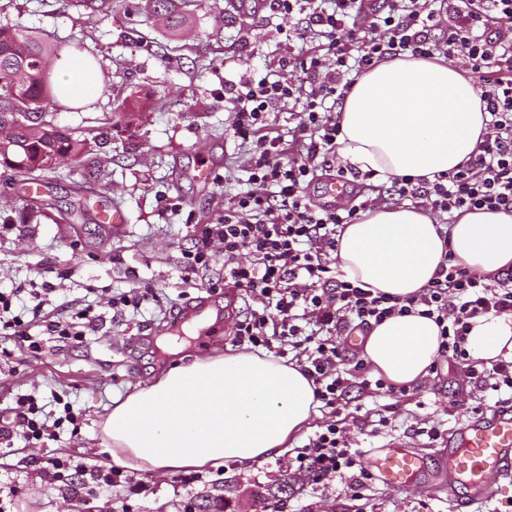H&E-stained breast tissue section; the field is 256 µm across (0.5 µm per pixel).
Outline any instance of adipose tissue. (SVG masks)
<instances>
[{
	"instance_id": "1",
	"label": "adipose tissue",
	"mask_w": 512,
	"mask_h": 512,
	"mask_svg": "<svg viewBox=\"0 0 512 512\" xmlns=\"http://www.w3.org/2000/svg\"><path fill=\"white\" fill-rule=\"evenodd\" d=\"M56 86L77 106L103 99L104 71L62 55ZM486 131L476 84L444 59L401 57L365 72L341 108L338 155L377 180L433 178L465 162ZM432 215L412 207L377 208L347 225L336 249L345 280L401 298L428 284L444 252L470 272L512 269V215L463 213L440 236ZM440 332L431 319L393 316L372 326L363 356L393 384L428 375ZM467 349L478 360L512 358V314L473 319ZM311 380L269 355L240 352L170 368L113 407L103 431L115 464L148 471L226 462L249 464L280 454L318 413Z\"/></svg>"
}]
</instances>
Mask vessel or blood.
Returning a JSON list of instances; mask_svg holds the SVG:
<instances>
[{"label": "vessel or blood", "mask_w": 512, "mask_h": 512, "mask_svg": "<svg viewBox=\"0 0 512 512\" xmlns=\"http://www.w3.org/2000/svg\"><path fill=\"white\" fill-rule=\"evenodd\" d=\"M367 468L381 484L403 490L425 471L410 443L392 440L365 454ZM442 468L449 488H464L456 512H469L473 501L512 493V409L494 408L469 419L448 442ZM498 483L488 492V478Z\"/></svg>", "instance_id": "vessel-or-blood-1"}]
</instances>
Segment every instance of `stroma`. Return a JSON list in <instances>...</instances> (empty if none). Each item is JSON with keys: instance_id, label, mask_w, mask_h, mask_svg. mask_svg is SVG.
I'll list each match as a JSON object with an SVG mask.
<instances>
[{"instance_id": "stroma-1", "label": "stroma", "mask_w": 512, "mask_h": 512, "mask_svg": "<svg viewBox=\"0 0 512 512\" xmlns=\"http://www.w3.org/2000/svg\"><path fill=\"white\" fill-rule=\"evenodd\" d=\"M175 2L189 19L177 36L148 17L145 0H104L94 10L83 0H0L1 25L36 32L65 51L81 43L106 72L103 101L50 109L44 118L89 136L85 160L101 164L105 172L87 201L119 206L127 218L117 231L99 223L92 208L84 217L70 218L80 200L77 188L84 170L63 166L50 180L41 216L22 224L16 216L32 206L34 197L25 193L24 177L0 180V289L54 280L59 289L52 306L89 304L102 316L97 331L82 344L51 340L41 353L0 359V413L18 397L33 394L46 411H58L63 400L83 414L77 432L63 430L45 447L0 458V486L19 489L21 512H76L74 492L48 484L36 460L68 454L111 461L101 427L116 398L156 382L176 360L188 363L239 351L235 326L251 300L241 295L229 303L223 290H210L211 273L224 269L223 255H216L211 271L187 281L181 254L201 239L205 225L223 215L226 192L219 175L244 157L232 135L231 114L224 109V86L275 68L283 37L278 19L267 9L245 16L226 11L225 0ZM129 98L150 107L131 130L122 120ZM203 163L217 173L208 184L196 178ZM168 201L181 203V210H166ZM61 271L66 274L62 280L57 277ZM146 288L160 295V305L113 316L111 294ZM197 300L229 307L230 313L199 336H181L180 355L159 348L164 325L185 303ZM435 365L436 372L412 382L406 396H363L343 407L340 416L350 446L366 450L404 438L416 441L428 465H436L451 431L471 418L479 393L468 362L447 355ZM382 417L388 418L387 426L379 425ZM329 418L328 411H320L292 447L269 460L201 469L190 485L172 473L133 470L134 479L148 482L149 491L132 497L125 487H114L93 500L92 512H182L188 500L195 512H213L217 500L226 512H454L453 499L434 491L430 473L403 491L371 483L359 500L350 496L344 481L312 485L292 473L296 448ZM430 426L440 429L439 439L417 435V428ZM285 479L288 491L270 498L269 489Z\"/></svg>"}]
</instances>
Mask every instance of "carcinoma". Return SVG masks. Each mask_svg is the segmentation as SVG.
Masks as SVG:
<instances>
[{
    "label": "carcinoma",
    "mask_w": 512,
    "mask_h": 512,
    "mask_svg": "<svg viewBox=\"0 0 512 512\" xmlns=\"http://www.w3.org/2000/svg\"><path fill=\"white\" fill-rule=\"evenodd\" d=\"M151 12L164 17L174 35L188 19L174 0H146ZM58 48L32 31L0 26V118L20 121L0 134V168L37 183L54 171L52 164L83 165L87 139L38 118L49 106L59 105L52 80Z\"/></svg>",
    "instance_id": "obj_1"
}]
</instances>
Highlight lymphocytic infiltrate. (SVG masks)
Returning a JSON list of instances; mask_svg holds the SVG:
<instances>
[{
	"mask_svg": "<svg viewBox=\"0 0 512 512\" xmlns=\"http://www.w3.org/2000/svg\"><path fill=\"white\" fill-rule=\"evenodd\" d=\"M268 6L273 16L290 22L276 70L224 88V107L234 115L232 135L246 147L247 187L231 196L220 222L206 225L181 264L188 276L209 269L211 246L219 244L225 282L254 303L236 325L237 344L273 346L280 357H291L313 381L316 399L333 413L299 448L296 472L315 484L345 478L351 496L359 498L372 476L360 466V451L350 447L335 415L351 390L394 397L407 389L380 379L353 382L339 368L344 358L339 337L351 327L367 329L418 309L440 330L439 355L470 361L466 341L472 319L512 313V272L489 283L447 253L436 277L417 295L373 293L337 278L333 258L346 225L372 208L373 200L318 208L305 190L319 172L348 174L336 164L338 108L363 73L406 54L455 56L481 78L486 132L463 164L432 180H394L393 194L442 225L475 209L512 214V36L501 27L512 20V0H383L379 6L373 0H268ZM307 40L313 48L294 49V42ZM55 291L49 280L31 286L29 321L17 313L14 292L0 291V335L37 352L45 337L79 343L96 331L100 318L91 307L71 308L59 318L45 314ZM470 363L477 387L494 392L497 405L512 406V360H497L489 368ZM55 437L56 427L41 416L35 396L18 399L0 417L1 457L18 443ZM43 471L50 483L68 487L102 492L123 486L133 496L147 490L145 482L109 463L52 456Z\"/></svg>",
	"mask_w": 512,
	"mask_h": 512,
	"instance_id": "lymphocytic-infiltrate-1",
	"label": "lymphocytic infiltrate"
}]
</instances>
